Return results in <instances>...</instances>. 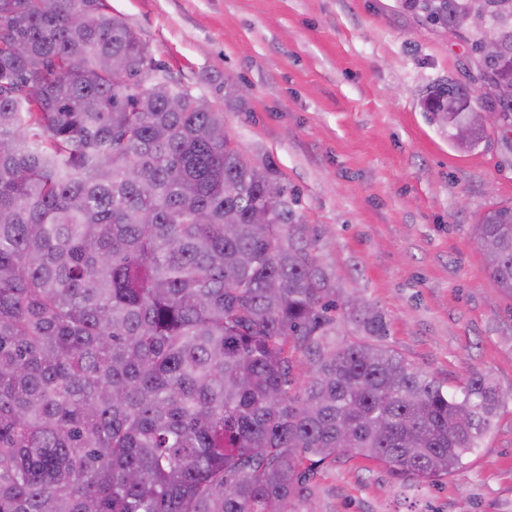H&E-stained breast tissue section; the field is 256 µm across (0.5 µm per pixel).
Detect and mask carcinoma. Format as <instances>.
<instances>
[{"mask_svg": "<svg viewBox=\"0 0 512 512\" xmlns=\"http://www.w3.org/2000/svg\"><path fill=\"white\" fill-rule=\"evenodd\" d=\"M401 6L469 42L512 133V0ZM470 98L452 80L423 97L461 150L487 132ZM298 205L107 0H0V512H313L316 467L340 456L464 468L502 404L491 376L450 392L378 344ZM472 233L512 294V206Z\"/></svg>", "mask_w": 512, "mask_h": 512, "instance_id": "carcinoma-1", "label": "carcinoma"}]
</instances>
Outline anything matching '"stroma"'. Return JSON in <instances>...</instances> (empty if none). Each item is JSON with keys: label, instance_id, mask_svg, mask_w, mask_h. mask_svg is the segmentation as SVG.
I'll return each instance as SVG.
<instances>
[{"label": "stroma", "instance_id": "1", "mask_svg": "<svg viewBox=\"0 0 512 512\" xmlns=\"http://www.w3.org/2000/svg\"><path fill=\"white\" fill-rule=\"evenodd\" d=\"M172 77L223 108L248 162H273L319 264L445 388L471 370L504 398L465 469L416 480L359 455L316 475V512H512V295L471 226L512 205V137L460 151L421 106L469 82L471 49L400 0H108ZM248 94L225 103V86Z\"/></svg>", "mask_w": 512, "mask_h": 512}]
</instances>
